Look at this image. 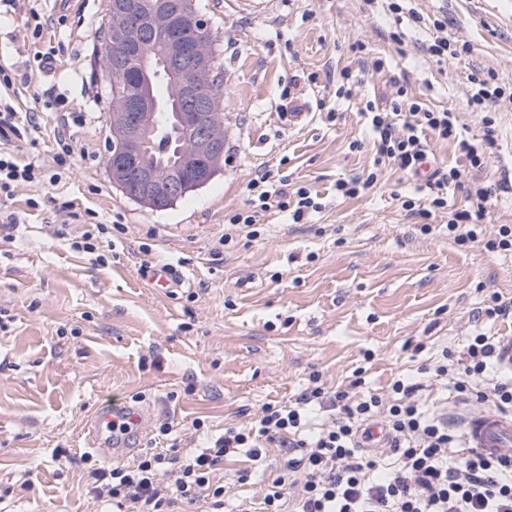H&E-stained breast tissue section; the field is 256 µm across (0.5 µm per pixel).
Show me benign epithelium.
Listing matches in <instances>:
<instances>
[{"label":"benign epithelium","instance_id":"7a95c632","mask_svg":"<svg viewBox=\"0 0 512 512\" xmlns=\"http://www.w3.org/2000/svg\"><path fill=\"white\" fill-rule=\"evenodd\" d=\"M180 14L196 21L204 30L207 23L190 0H167L147 12L118 5L112 14L110 60L112 69L129 68L128 50L157 32L165 33L158 53L142 64L136 73L143 87L164 80L176 90L177 112L173 123L179 135V149L170 164H157L144 155L145 143L161 137L157 128L158 100L125 97L109 104L107 169L112 184L141 206L159 210L214 178L224 161V118L222 101L202 97L199 89L212 80L211 51L207 42L196 44V62L191 73L182 66L184 43L173 18Z\"/></svg>","mask_w":512,"mask_h":512}]
</instances>
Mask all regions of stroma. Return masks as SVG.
Masks as SVG:
<instances>
[{
	"instance_id": "35a3bbf8",
	"label": "stroma",
	"mask_w": 512,
	"mask_h": 512,
	"mask_svg": "<svg viewBox=\"0 0 512 512\" xmlns=\"http://www.w3.org/2000/svg\"><path fill=\"white\" fill-rule=\"evenodd\" d=\"M261 2L252 12L242 0H199L219 36L224 164L157 211L119 192L105 165L110 89L95 47L109 0H41L38 39L26 12L0 16V66L20 76L10 98L19 119L40 125L36 140L0 149L49 164L59 139L71 148L57 185L0 197V211L19 218L0 227V512H112L88 486L90 464H113L110 449L88 445L101 406L143 413L127 457L172 444L186 454L265 404L294 403L311 373L333 391L358 371L365 390L383 394L467 337H512V318H472L487 291L512 295L511 252L422 233L400 202L423 198L419 182L390 169L360 197L336 194L337 180L372 169L363 109L388 105L403 79L409 97L455 112L467 135L493 128L479 176L504 189L485 222L512 225V0H410L471 46L440 63L420 49L425 31L385 0L370 12L359 0ZM393 26L405 45L385 39ZM39 50L53 51L50 69L33 64ZM475 67L493 71L506 94L488 113L467 103ZM63 110L83 118L61 129ZM290 112L300 120L287 121ZM260 169L317 193L320 212L293 224L269 210L245 238L226 218ZM97 222L110 227L99 255L73 250ZM155 263L177 268L182 287H151L141 272ZM166 420L175 427L164 438Z\"/></svg>"
}]
</instances>
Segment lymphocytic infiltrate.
Wrapping results in <instances>:
<instances>
[{"label":"lymphocytic infiltrate","instance_id":"lymphocytic-infiltrate-1","mask_svg":"<svg viewBox=\"0 0 512 512\" xmlns=\"http://www.w3.org/2000/svg\"><path fill=\"white\" fill-rule=\"evenodd\" d=\"M368 126L375 165L385 163L414 175L427 155L423 133L452 144L463 166L434 168L426 185L429 206L417 209L413 199L402 208L418 215L430 231L433 213L447 214L445 230L454 243L489 251H512V225H499L488 235L485 218L499 184L468 182L467 172L485 167L493 134L470 139L453 112L437 111L411 100L398 88L388 107H368ZM56 172L35 162L19 163L0 152V194L14 186L42 180L56 184L64 155H55ZM464 191V204L448 203L449 188ZM246 208L230 223L250 228L260 213L275 208L293 223L322 208L310 190L295 193L274 188L270 175L256 174L248 183ZM503 337L483 333L468 337L457 352L420 366L425 382L395 380L387 394L351 398L350 389L329 391L319 374L290 406L264 405L250 424L225 428L209 446L187 456L178 450L142 453L131 463L89 473L99 499L112 501L118 512H174L176 503L208 501L210 512H223L224 485L213 475L224 460L245 456L260 462L266 445L283 448L275 477L263 482L262 498L253 512H512V463L493 461L468 448L461 424L435 416L423 395L426 381H443L449 392L474 406L512 411V375L501 371ZM329 410L322 428L312 425L314 408ZM389 436L388 452L363 449L360 436L372 424Z\"/></svg>","mask_w":512,"mask_h":512}]
</instances>
